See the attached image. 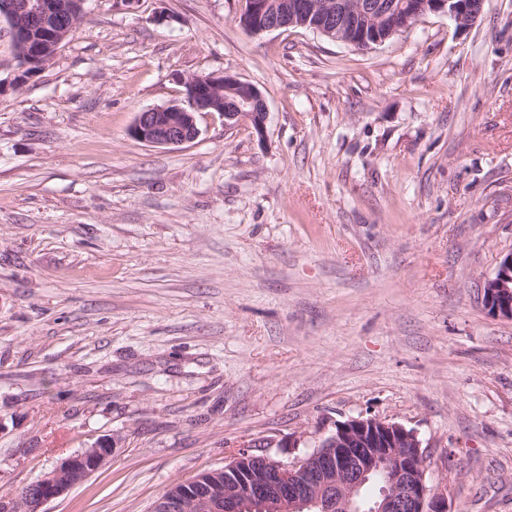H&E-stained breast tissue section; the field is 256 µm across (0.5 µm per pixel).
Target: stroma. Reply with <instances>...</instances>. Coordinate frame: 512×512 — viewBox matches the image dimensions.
<instances>
[{
  "label": "stroma",
  "instance_id": "obj_1",
  "mask_svg": "<svg viewBox=\"0 0 512 512\" xmlns=\"http://www.w3.org/2000/svg\"><path fill=\"white\" fill-rule=\"evenodd\" d=\"M241 9L87 0L24 81L0 21V497L111 437L46 512H151L354 417L414 430L450 512H512V322L481 301L512 252V0L367 49ZM224 74L264 137L215 112L176 148L130 135Z\"/></svg>",
  "mask_w": 512,
  "mask_h": 512
}]
</instances>
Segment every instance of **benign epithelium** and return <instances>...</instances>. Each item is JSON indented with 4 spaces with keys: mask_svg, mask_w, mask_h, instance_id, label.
<instances>
[{
    "mask_svg": "<svg viewBox=\"0 0 512 512\" xmlns=\"http://www.w3.org/2000/svg\"><path fill=\"white\" fill-rule=\"evenodd\" d=\"M241 25L253 34L288 24L306 25L321 8L319 0H243ZM82 0H0L4 19L23 59L46 57L51 48L75 31L83 14ZM483 2L418 0L403 18L391 20L392 31L409 27L428 13L444 12L457 27L470 26ZM379 23L353 25L349 36L335 27H320L322 35L355 47L382 41ZM186 100L137 114L131 134L155 147H179L197 139V114L223 111L230 126L249 124L258 135L266 129L267 108L262 92L232 76H194L181 80ZM484 308L494 317L512 321V252L503 256L481 289ZM112 455L104 439L65 458L43 478L28 484L21 500L0 499V512H44L43 506L84 482ZM426 456L417 434L403 425L379 418H350L335 425L310 454L288 463L243 448L217 471L200 475L162 496L153 512H355L361 488L376 471L384 485L371 512H450L448 497L426 484Z\"/></svg>",
    "mask_w": 512,
    "mask_h": 512,
    "instance_id": "1",
    "label": "benign epithelium"
}]
</instances>
